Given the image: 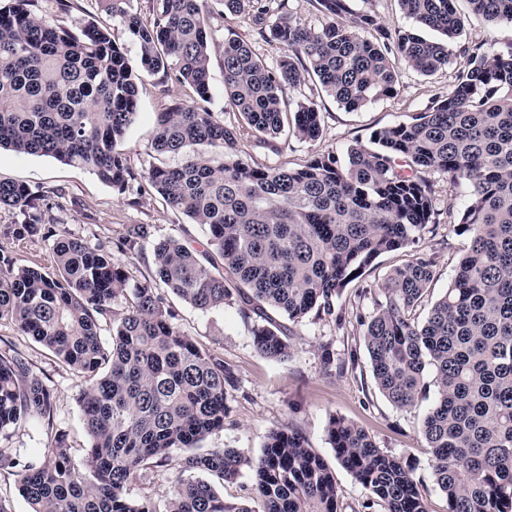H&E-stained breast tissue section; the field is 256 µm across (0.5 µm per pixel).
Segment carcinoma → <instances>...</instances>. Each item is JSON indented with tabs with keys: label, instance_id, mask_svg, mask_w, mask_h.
<instances>
[{
	"label": "carcinoma",
	"instance_id": "obj_1",
	"mask_svg": "<svg viewBox=\"0 0 512 512\" xmlns=\"http://www.w3.org/2000/svg\"><path fill=\"white\" fill-rule=\"evenodd\" d=\"M100 2L137 42L138 70L95 20L76 35L38 15L35 0L0 7V149L54 157L123 192L136 175L118 143L136 116L138 82L160 74L164 84L187 86L192 96L159 113L150 143L153 153L184 158L141 178L204 227L207 248L154 243L152 280L129 293L108 246L57 235L31 213L26 185L0 181V207L24 215L6 234L54 239L56 263L54 274L43 273L0 248V322L80 378L89 440L81 468L63 433L23 465L0 448V470L17 477L30 512H338L333 472L295 428L272 430L251 459L235 448L199 451L224 428L234 376L172 322L162 291L201 311L237 303L266 321L255 330L257 350L285 361L291 346L267 310L293 323L312 311L335 315L349 284L433 223L436 173L465 186L469 198L459 214L448 202L449 230L470 239L448 289L424 321L413 318L436 277L435 259L417 256L376 285L384 301L359 325L373 379L394 406L414 405L432 373L422 434L448 512H512V53L474 44L448 93L410 121L374 130L370 144L348 148L345 162L316 152L301 163L258 164L242 156L244 144L279 154L292 137H321L320 94L357 111L398 94L399 61L423 76L448 68V42L467 22L458 0H398L411 26L391 34L351 0H309L318 25L274 13L271 0H216L222 13L248 18L283 48L269 66L237 33L224 36V109L238 117L234 124L207 106L209 0H155L150 23L133 0ZM465 2L489 22L512 25V0ZM287 86L308 90L293 109ZM150 235L149 225L130 224L117 249L136 254ZM108 324L109 344L101 339ZM52 412V390L23 353L0 352V432ZM326 433L336 461L385 512H426L412 471L364 429L332 416ZM174 450L186 452V477L163 510L130 497L139 472ZM245 465L257 509L224 502L207 480H233Z\"/></svg>",
	"mask_w": 512,
	"mask_h": 512
}]
</instances>
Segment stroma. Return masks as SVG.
Returning a JSON list of instances; mask_svg holds the SVG:
<instances>
[{
  "mask_svg": "<svg viewBox=\"0 0 512 512\" xmlns=\"http://www.w3.org/2000/svg\"><path fill=\"white\" fill-rule=\"evenodd\" d=\"M35 10L56 26L75 33L79 32L81 21L101 19L104 25L110 26L117 43L123 45L130 65L138 66L137 44L118 22L101 16L97 0H69L65 10L58 0H36ZM210 27L213 41L209 107L230 123L234 116L224 110L222 47L225 34L230 31L239 34L272 66L283 50L277 43L261 40L240 17L216 10L211 15ZM483 39L496 43L502 51L512 50V26H492L484 18L469 14L463 35L448 46L452 61L447 69L432 77L402 69L398 96L354 112L346 111L330 97H320L318 104L324 128L318 141L290 140L279 156L250 143L244 148L245 155L249 160L266 164L279 157L299 162L314 152L345 155L347 148L355 143H368L374 130L410 121L434 95L452 89L466 61L465 47ZM184 94V89L179 87L163 89L156 75L145 77L140 85L136 118L119 143L135 174H142L155 165L177 164V157L152 153L149 145L158 112ZM0 181L27 185L40 204L44 223L54 225L60 234L79 237L92 244L101 240L117 241L129 224L150 225L153 240L173 237L198 249L207 242L202 226L166 206L155 192L140 190L134 184L126 193H119L89 170L66 165L50 156L0 150ZM437 181L441 197L435 223L428 225L424 236L416 243L381 256L364 275L368 283L380 281L392 268L411 260L415 254L424 253L437 262L430 299H437L445 292L458 257L469 246L467 237L450 231L448 210L452 207L463 210L468 197L461 188L454 199H447V176L438 175ZM21 220L19 211L0 209V248L13 253L21 264L54 272L51 241L39 237L18 241L6 235L7 225ZM164 301L182 331L223 357L235 376L234 387L227 390L224 428L208 436L202 443L203 448H236L246 456L255 457L261 453L272 429L296 428L328 464L334 465L336 481L342 490L340 512H384L382 504L336 464L334 450L327 440L326 425L330 416H342L367 430L381 449L412 469L428 512H447V500L435 483L432 451L421 435L422 421L434 401L433 393H426L413 406L400 409L384 397L372 377L356 317L374 312L381 301L379 292L361 297L356 285H349L336 301L337 316L333 319L312 312L302 322L294 324L282 315H275L276 324L290 333L291 356L284 362L265 357L256 350L254 331L261 320L246 315L238 304L203 312L169 294ZM10 344L27 354L33 371L50 385L53 413L47 419H26L0 433V448L10 449L14 457L24 463L41 455L54 434L64 432L74 448L75 463H82L88 437L78 405L80 379L52 353L29 337L19 335L9 324L0 323V351ZM326 351L333 352L335 357L334 365L329 368L323 363L322 354ZM182 457V451L177 450L166 462L143 470L130 483L129 495L163 503L177 483Z\"/></svg>",
  "mask_w": 512,
  "mask_h": 512,
  "instance_id": "stroma-1",
  "label": "stroma"
}]
</instances>
